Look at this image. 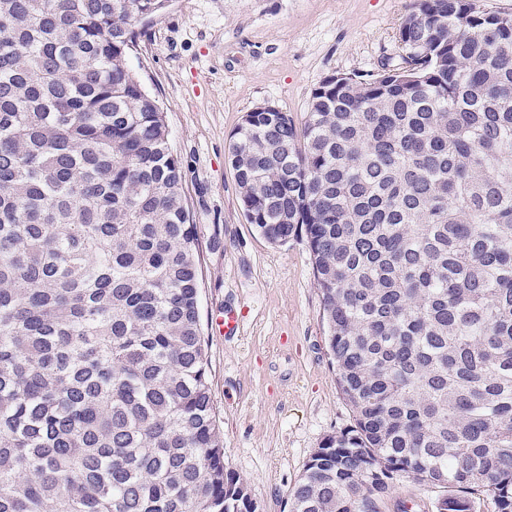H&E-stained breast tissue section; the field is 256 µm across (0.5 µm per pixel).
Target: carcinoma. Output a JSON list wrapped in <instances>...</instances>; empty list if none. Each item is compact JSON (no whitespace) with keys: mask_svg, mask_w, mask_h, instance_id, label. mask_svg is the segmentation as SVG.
Here are the masks:
<instances>
[{"mask_svg":"<svg viewBox=\"0 0 512 512\" xmlns=\"http://www.w3.org/2000/svg\"><path fill=\"white\" fill-rule=\"evenodd\" d=\"M161 0H0V512H257L224 467L198 238L128 67ZM401 66L332 74L229 146L242 212L305 237L336 383L288 512L405 475L512 512V16L413 0Z\"/></svg>","mask_w":512,"mask_h":512,"instance_id":"cac0c4a2","label":"carcinoma"}]
</instances>
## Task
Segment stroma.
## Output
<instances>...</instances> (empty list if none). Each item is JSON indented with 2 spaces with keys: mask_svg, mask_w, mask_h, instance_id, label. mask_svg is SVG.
<instances>
[{
  "mask_svg": "<svg viewBox=\"0 0 512 512\" xmlns=\"http://www.w3.org/2000/svg\"><path fill=\"white\" fill-rule=\"evenodd\" d=\"M412 0H171L141 27L129 64L158 102L198 238L199 312L224 466L258 512L286 500L323 439L353 423L325 342L321 295L306 243L273 245L247 224L232 135L254 107L295 121L331 74H370L399 55ZM243 314L224 336L225 308ZM440 488L400 478L384 512H435Z\"/></svg>",
  "mask_w": 512,
  "mask_h": 512,
  "instance_id": "stroma-1",
  "label": "stroma"
}]
</instances>
